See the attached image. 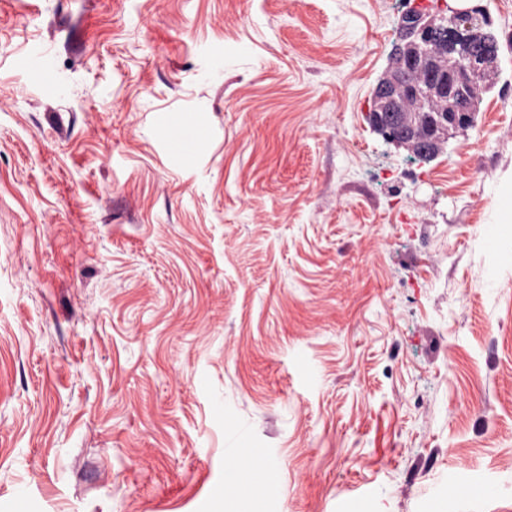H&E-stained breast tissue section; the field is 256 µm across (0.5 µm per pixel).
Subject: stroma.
Masks as SVG:
<instances>
[{
  "mask_svg": "<svg viewBox=\"0 0 512 512\" xmlns=\"http://www.w3.org/2000/svg\"><path fill=\"white\" fill-rule=\"evenodd\" d=\"M470 4L492 85L423 160L369 114L449 0H0V512H512V0Z\"/></svg>",
  "mask_w": 512,
  "mask_h": 512,
  "instance_id": "obj_1",
  "label": "stroma"
}]
</instances>
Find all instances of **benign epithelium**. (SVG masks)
<instances>
[{"mask_svg":"<svg viewBox=\"0 0 512 512\" xmlns=\"http://www.w3.org/2000/svg\"><path fill=\"white\" fill-rule=\"evenodd\" d=\"M487 18L477 8L451 10L447 23H435L420 14L406 18L409 34L414 44L441 42L448 44V66L444 76L434 88H427L413 76H400L378 87L375 92L376 111L386 113L387 127L393 129L400 112H423L433 101L442 97L452 102L448 128L465 127L473 123V114L468 107L470 95L479 85L490 82L497 46L486 35L472 31V23L478 18Z\"/></svg>","mask_w":512,"mask_h":512,"instance_id":"1","label":"benign epithelium"}]
</instances>
